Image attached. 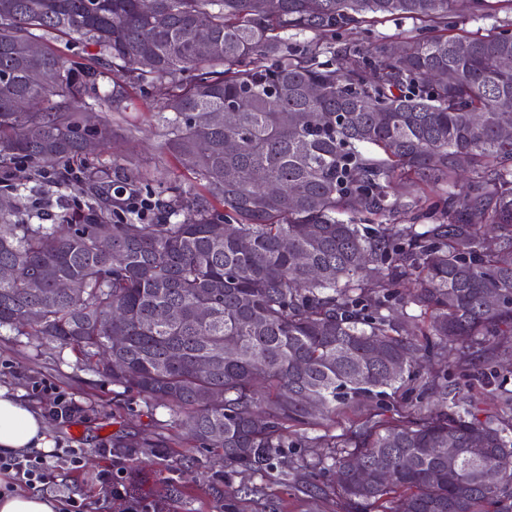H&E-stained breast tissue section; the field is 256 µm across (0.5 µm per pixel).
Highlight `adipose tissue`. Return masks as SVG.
<instances>
[{
	"label": "adipose tissue",
	"mask_w": 512,
	"mask_h": 512,
	"mask_svg": "<svg viewBox=\"0 0 512 512\" xmlns=\"http://www.w3.org/2000/svg\"><path fill=\"white\" fill-rule=\"evenodd\" d=\"M54 440L45 420L8 387L0 386V455L21 450L50 451Z\"/></svg>",
	"instance_id": "obj_1"
}]
</instances>
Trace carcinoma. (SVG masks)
I'll list each match as a JSON object with an SVG mask.
<instances>
[{
  "label": "carcinoma",
  "mask_w": 512,
  "mask_h": 512,
  "mask_svg": "<svg viewBox=\"0 0 512 512\" xmlns=\"http://www.w3.org/2000/svg\"><path fill=\"white\" fill-rule=\"evenodd\" d=\"M505 2L469 8L483 18ZM452 6L155 0L147 17L140 0H0V164L28 162L30 179L53 173L84 198L50 225L27 222L20 203L0 209V269L13 270L0 278V329L28 326L98 358L101 376L172 410L227 468L265 470L290 433L332 449L331 488L348 512H512L503 429L456 403L395 418L381 402L405 384L421 400L448 395V377L420 386V369L512 330V136L502 135L512 70L500 67L512 27L454 34ZM392 17L421 34L368 47L344 38ZM288 31L318 40L289 52ZM56 33L95 53L75 67L45 45ZM325 52L331 60L319 61ZM110 70L143 86L165 80L163 148L199 177L198 191L171 188L149 219L125 214L110 175L136 187L162 170L72 167L112 138L81 111ZM435 70L453 78L428 81ZM22 97L48 106L20 112ZM126 98L118 83L103 96L117 112ZM227 103L238 106L232 127ZM258 171L293 200L267 194ZM432 218L441 223L420 229ZM50 270L81 292H57ZM411 303L421 314L392 315ZM163 308L176 317L157 320ZM114 336L124 343L111 350ZM457 379L477 395L488 374L465 361ZM366 402L376 409L350 435L306 436ZM487 468L497 485L484 482Z\"/></svg>",
  "instance_id": "carcinoma-1"
}]
</instances>
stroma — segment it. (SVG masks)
Segmentation results:
<instances>
[{"label": "stroma", "mask_w": 512, "mask_h": 512, "mask_svg": "<svg viewBox=\"0 0 512 512\" xmlns=\"http://www.w3.org/2000/svg\"><path fill=\"white\" fill-rule=\"evenodd\" d=\"M113 79L127 89L122 111H110L95 96L86 98L90 115L108 122L115 135L112 147L92 158V166L108 169L117 158L143 173L162 168L163 183L142 185L145 197L168 199V182L197 190L195 174L161 152L164 128L151 90L120 73ZM495 354L505 385H490L474 400L460 387L455 399L471 402L478 418H492L507 429L512 406L500 391L512 390V336L496 338ZM40 382L50 384L51 392L38 391ZM0 385L19 391L43 415L55 394L72 398L77 413L67 421L49 417L48 423L56 446L86 451L83 468L64 472L60 489L89 503L91 512H126L128 503L140 500L155 512H345L343 499L320 491L332 477L327 449L301 447L292 434L273 469L230 471L222 459L188 443L169 408L146 404L135 392L105 380L82 355L58 343L0 330ZM104 444L112 448L111 459L98 453ZM106 467L124 485L125 499L100 500L95 476Z\"/></svg>", "instance_id": "1"}]
</instances>
